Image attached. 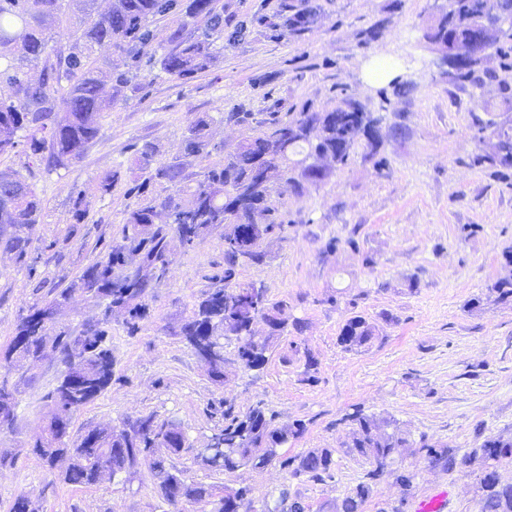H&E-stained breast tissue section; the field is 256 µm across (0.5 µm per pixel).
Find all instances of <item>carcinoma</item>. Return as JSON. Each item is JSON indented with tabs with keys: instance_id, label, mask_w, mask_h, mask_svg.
<instances>
[{
	"instance_id": "1",
	"label": "carcinoma",
	"mask_w": 512,
	"mask_h": 512,
	"mask_svg": "<svg viewBox=\"0 0 512 512\" xmlns=\"http://www.w3.org/2000/svg\"><path fill=\"white\" fill-rule=\"evenodd\" d=\"M69 1L80 13L83 26L67 49L50 45L49 32ZM447 9L432 20L427 37L448 47V55L471 50L468 64L448 63L455 78L476 82L478 67L488 51L499 58L500 69L512 71V31L484 29L483 43L470 47L479 20L495 10L511 9L512 0H446ZM99 0H0V84L12 91L9 99L0 98V156L13 152L21 143L30 153L46 160L52 169L65 168L79 161L87 145L100 134V116L112 106L137 93L142 85L135 82L141 64L159 65L171 77L187 81L208 71L218 62L217 41L224 38L241 40L252 28L271 31L281 24L266 16L240 21L230 35H224V5L220 0H110L107 10H98ZM287 31L302 33L317 18V7L309 0L290 6ZM189 17L209 16L210 26L202 33H188L181 27L166 34L172 49L158 54L157 34L152 24L171 12ZM112 49L116 64L112 85L98 78L92 61L95 47ZM40 68L39 76L29 77L28 67ZM359 105L342 96L332 110L313 112L303 108L282 120L273 116L266 121L267 131L246 140L224 157V164L204 173L194 190L182 197L185 171L181 163L156 160L155 149L145 144L134 157L137 169L148 173L145 181L132 190L142 192L151 183L167 184L174 193L161 200L127 210L121 239L106 254L87 266L69 288L34 302L18 321L15 334L0 348V370L17 373L13 387L0 382V413H15V394L19 386L36 381L32 368L40 359L47 341H52L64 370L51 393L52 411L44 432L31 444L32 454L40 463L53 468L57 456L69 457L70 464L63 480L70 484L90 486L99 481L97 466L104 463L112 473L132 474L140 465L148 466L159 496L177 506L191 498L209 504L215 496L211 485L188 480L168 464V457L191 448L186 433L172 422H158L151 415L139 417L121 428H94L71 438V417L63 412H76L100 396L112 382V351L106 346L112 313L123 314V327L130 335L140 330L147 316L145 297L152 281L159 279L170 263L167 230L157 225L161 213L183 243L191 247L217 224L224 225V287L206 295L193 315L180 327L178 335L191 342L193 336H211L193 344L197 351L212 350L224 354V341H237V358L248 368L262 367L267 353L287 327L295 331L303 322L293 317L284 300L272 301L264 290L237 280L238 268L264 261V242L285 223L269 194L270 174L284 168L294 190L303 184H321L335 169L348 165L356 145L359 128L352 115ZM479 138L495 140L494 153L477 158L502 169H512V117L501 122L478 125ZM383 134L376 128L366 135L365 157L377 166L376 158ZM212 148L210 120L196 116L188 125L184 139V155L197 158ZM303 158L288 166L289 153ZM43 199L25 178L12 171H0V248L26 261L28 230L38 223ZM81 292L105 307L103 318L80 330H61L47 336L49 326L40 315L61 310L69 298ZM489 293L501 304H512V274L498 278ZM267 324V334L255 345L252 326L257 318ZM378 326L369 318L355 314L342 325L338 344L346 351L359 352L377 339ZM344 421L351 425L347 440L341 445L343 454L361 459L372 466L365 480L336 501L334 512H363L373 496L376 481L387 473L389 460L401 448H411V433L396 420L367 414L352 408ZM306 424L299 421L275 428L264 410L256 406L243 415L224 409V428L212 435L211 452L204 462L214 472H232L242 466L254 468L278 464L291 470L295 477H333L336 465L333 450L316 448L304 454L284 457L278 449L300 438ZM417 452L431 464L450 472L460 463L480 460L483 466L478 490L481 512H512V484L500 483L498 467L512 461V436L488 439L478 448L458 456L448 445L419 440ZM247 487H224L218 512L231 503L233 512H252L253 500Z\"/></svg>"
}]
</instances>
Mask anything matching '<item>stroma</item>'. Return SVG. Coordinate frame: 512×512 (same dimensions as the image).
<instances>
[{
	"mask_svg": "<svg viewBox=\"0 0 512 512\" xmlns=\"http://www.w3.org/2000/svg\"><path fill=\"white\" fill-rule=\"evenodd\" d=\"M312 2L318 18L304 36L253 30L225 43L218 65L187 82L143 67L142 91L103 113L99 136L68 168H47L23 145L0 157V171L19 172L44 202L39 223L29 230L27 264L0 250V348L29 305L68 287L120 239L128 209L171 194L164 184L132 193L140 177L131 166L136 146L153 145L161 161L185 160L183 187L189 190L208 168L223 164L226 152L260 135L270 113L324 112L346 94L380 113L383 126L403 125L404 135L385 138L381 167L359 148L329 180L298 192L286 175L275 174L269 191L286 223L267 240L265 260L237 274L270 299L288 301L304 330H286L258 370L236 364L237 343L225 342L229 377L211 381L178 330L199 300L224 285V229L212 228L191 248L169 232L171 264L148 292L149 316L132 336L122 316H113L112 383L74 413L71 424L78 435L154 415L186 432L191 447L171 462L189 479L219 489L247 486L257 501L284 490L299 496L308 512H331L369 469L339 451L351 406L391 416L413 439L463 454L512 434V306L496 303L486 290L512 272L502 259L503 247L512 244V176L475 162L493 152L492 140L478 139V124L512 115V97L498 88L502 81L512 84V74L500 71L492 53L481 66L495 79L474 86L443 74L424 39L431 0H402L398 9L392 0ZM374 27L379 36L366 40ZM379 55L390 57L395 74L412 85L410 93L391 96L385 110L367 76ZM232 112L250 118L237 123L228 118ZM202 113L211 118L214 149L185 158L188 122ZM116 168L119 182L100 194L99 176ZM80 197L92 206L78 224L73 211ZM336 293L339 304L329 303ZM477 296L481 307L468 310ZM355 312L378 322L379 338L347 352L337 337ZM309 356L317 362L312 382L304 374ZM62 371L47 354L36 369L37 384L17 395L13 425L0 431V512H11L20 496L38 512H176L158 495L146 466L136 467L130 483L105 477L85 487L64 482L60 470L33 457L29 445L45 424L47 396ZM228 404L239 413L262 406L276 427L304 421L305 434L282 447V455L335 449L333 478H295L277 465L220 473L203 466L195 451L223 428ZM392 466L416 471L412 497L446 486L450 512H480L479 462L448 473L405 448Z\"/></svg>",
	"mask_w": 512,
	"mask_h": 512,
	"instance_id": "stroma-1",
	"label": "stroma"
}]
</instances>
